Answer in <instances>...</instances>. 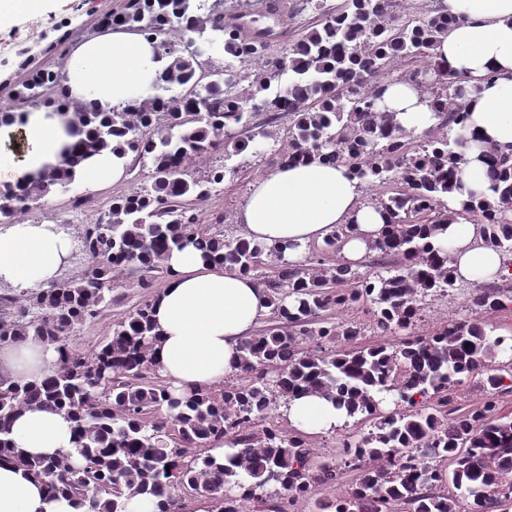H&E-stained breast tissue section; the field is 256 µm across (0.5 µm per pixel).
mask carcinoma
<instances>
[{
	"mask_svg": "<svg viewBox=\"0 0 512 512\" xmlns=\"http://www.w3.org/2000/svg\"><path fill=\"white\" fill-rule=\"evenodd\" d=\"M411 0H349L331 7L301 0L293 14L317 12L276 63L267 52L268 30L249 32L229 23L224 0H123L101 16L96 29L128 28L157 42L166 60L156 94L146 103L111 113L78 108L85 137L70 148L64 166L31 183L0 189V224L41 208L75 184L73 171L104 150L132 155L149 167L151 183L112 197L92 224L66 235L81 249L84 268L54 275L20 293L0 291V345L32 340L59 352L43 378L21 383L0 375V464L45 482L84 512H126L135 498L159 512H184V495L211 503L216 512H243L244 504L288 512L320 486L358 472L346 496L319 503V512H512V417L497 411L494 394L512 392V337H491L471 320L446 323L430 336L413 333L419 298L446 292L457 279L451 256L428 238L448 223L444 198L464 189L461 164L478 140L465 125L467 89L452 80L434 49L457 22L442 0L408 12ZM223 49L219 63L213 54ZM401 61L416 63L401 70ZM7 110L10 118L50 105L70 107L66 76L34 65ZM417 86L429 94L436 123L421 135L403 128L381 100L382 80ZM267 112V123L248 126L245 114ZM288 117L287 126L278 122ZM455 125L450 140L435 131ZM283 139L278 165L318 160L345 166L362 183L398 185L368 202L387 217L371 250L379 270L361 276L345 262L290 264L295 244L265 246L224 233V215L206 222L197 204L224 181V168L196 167L221 145L224 156L260 139ZM483 162L495 202L469 204L482 242L512 255V145L486 144ZM192 244L205 260L260 278L269 290L275 325L240 344L245 383L171 393L157 369L152 322L157 274L172 271L165 258ZM276 265L264 276L262 265ZM124 275L146 291L112 336L85 351L73 337L125 294ZM512 302V285L493 287L471 304L487 312ZM373 305L372 326L401 336L397 345L354 346L362 327L333 321L332 309ZM482 377L485 401L468 410L451 407V390L463 377ZM305 394H318L348 417L369 423L367 434L345 442V460H322L299 432L284 430L275 411ZM395 395L396 408L383 411ZM24 407L47 408L71 422L73 447L50 458L16 447L13 421ZM222 441L235 452L218 459Z\"/></svg>",
	"mask_w": 512,
	"mask_h": 512,
	"instance_id": "1",
	"label": "carcinoma"
}]
</instances>
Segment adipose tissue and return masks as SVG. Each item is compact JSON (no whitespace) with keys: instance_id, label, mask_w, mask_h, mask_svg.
Returning a JSON list of instances; mask_svg holds the SVG:
<instances>
[{"instance_id":"obj_1","label":"adipose tissue","mask_w":512,"mask_h":512,"mask_svg":"<svg viewBox=\"0 0 512 512\" xmlns=\"http://www.w3.org/2000/svg\"><path fill=\"white\" fill-rule=\"evenodd\" d=\"M457 16L436 50L438 58L471 88L466 126L482 138L512 145V0H444ZM156 42L117 29L72 44L65 58L66 93L70 100L98 112L154 97V79L162 63ZM384 100L408 129H424L431 111L423 93L406 83L388 84ZM72 117L53 107L29 110L24 122L0 124V186L37 179L61 165L71 143ZM129 159L110 152L86 160L76 171L77 183L97 192L121 181ZM463 195L448 194V226L433 236L434 245L450 250L457 279L482 282L498 278L505 259L476 244L478 226L462 216ZM238 222L248 239L265 244H292V262L303 247L324 240L340 224L351 225L340 252L361 261L386 219L362 199V185L346 167L318 162L279 167L257 179L241 207ZM70 249L67 236L37 223L13 224L0 230V278L20 289L49 278ZM175 275L158 294L154 311L160 335V372L175 393L184 394L223 383L237 374L239 345L252 336L268 311V291L252 275L226 271L204 261L194 246L173 251L166 259ZM53 349L28 340L0 347V374L26 382L50 372ZM291 428L320 433L343 426L345 415L326 399L301 396L284 410ZM19 448L49 457L72 445L67 418L50 410H23L12 426ZM0 512H79L69 500L49 494L46 486L22 471L0 465Z\"/></svg>"}]
</instances>
